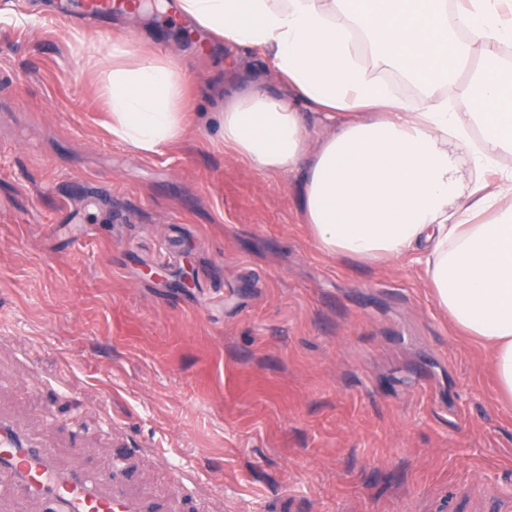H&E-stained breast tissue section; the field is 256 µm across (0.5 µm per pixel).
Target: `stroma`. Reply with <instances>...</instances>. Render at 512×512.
<instances>
[{
	"mask_svg": "<svg viewBox=\"0 0 512 512\" xmlns=\"http://www.w3.org/2000/svg\"><path fill=\"white\" fill-rule=\"evenodd\" d=\"M52 7L0 0V412L66 466L154 444L133 488L168 512H476L512 489V403L424 268L324 254L295 179L224 149L223 41ZM116 40L184 73L162 153L108 132L80 44Z\"/></svg>",
	"mask_w": 512,
	"mask_h": 512,
	"instance_id": "35a3bbf8",
	"label": "stroma"
}]
</instances>
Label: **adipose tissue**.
I'll return each instance as SVG.
<instances>
[{"instance_id": "adipose-tissue-1", "label": "adipose tissue", "mask_w": 512, "mask_h": 512, "mask_svg": "<svg viewBox=\"0 0 512 512\" xmlns=\"http://www.w3.org/2000/svg\"><path fill=\"white\" fill-rule=\"evenodd\" d=\"M503 0H176L229 48L267 57L282 89L248 78L216 115L225 147L255 170L299 177L317 248L362 262L413 256L465 336L489 348L512 400V43ZM113 138L157 154L184 131L175 62L121 41L86 48ZM468 72L457 82L459 72ZM417 86L406 101L382 79ZM468 102L449 110L440 88ZM326 126L310 144L305 110Z\"/></svg>"}]
</instances>
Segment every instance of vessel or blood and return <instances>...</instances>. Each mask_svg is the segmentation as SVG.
Segmentation results:
<instances>
[{
	"mask_svg": "<svg viewBox=\"0 0 512 512\" xmlns=\"http://www.w3.org/2000/svg\"><path fill=\"white\" fill-rule=\"evenodd\" d=\"M112 0H58V19L79 22L111 13ZM36 499L45 512H165L162 503L132 489L122 462L97 474L84 467H61L49 443L30 437L0 417V496Z\"/></svg>",
	"mask_w": 512,
	"mask_h": 512,
	"instance_id": "1",
	"label": "vessel or blood"
}]
</instances>
